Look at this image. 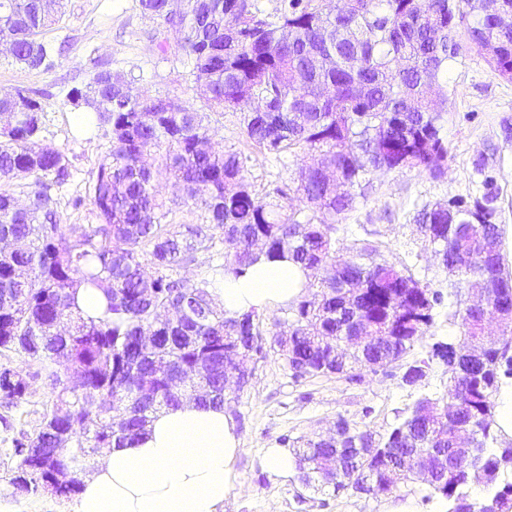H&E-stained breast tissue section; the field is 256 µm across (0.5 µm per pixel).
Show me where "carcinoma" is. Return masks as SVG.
<instances>
[{
  "label": "carcinoma",
  "instance_id": "1",
  "mask_svg": "<svg viewBox=\"0 0 512 512\" xmlns=\"http://www.w3.org/2000/svg\"><path fill=\"white\" fill-rule=\"evenodd\" d=\"M329 0H280L276 16L258 0H139L141 12L178 38L192 88L210 111L240 113L246 139L281 155L305 149L316 164L299 172L296 186L277 182L263 193L245 175L246 158L212 145L206 114L177 98L152 97L109 62L93 61L90 83L98 96L84 101L112 145L89 187L100 223L65 233L55 187L71 176L65 152L30 141L42 128L44 104L28 90L0 97V183L27 189L28 204L0 188V241L24 247L0 253V356L26 355L34 371L0 376V407L27 403L31 382L50 392L33 432L12 439L16 461L11 494H35L53 484L69 498L98 449L142 433L152 414L177 407L184 386L205 375L201 404H224V378L243 359L265 356L258 315L226 316L210 288L224 274L240 276L260 253L288 258L310 271L319 291L291 306L288 339L278 345L295 378L339 375L362 380L361 369L386 373L407 358L434 321L444 294L420 283L406 266L381 258L378 247L356 243L355 258L333 263L336 219L352 209L357 191L378 171L422 169L444 174L448 141V68L468 47L512 81V0L508 15L490 20L482 0H353L341 15ZM64 15L63 0H0V30L14 44L13 59L30 69L55 67L61 48L45 31ZM129 86L128 93L120 88ZM155 156L154 165L146 157ZM172 180L181 204L204 211L201 224H172L173 209L155 183ZM294 192L301 207L280 200ZM494 197L471 205L451 202L421 209L425 241L442 253L448 273L486 300L512 309V278L505 275ZM222 231L224 260L201 283L172 271L210 252V230ZM154 275L145 273V266ZM102 293L98 317L77 306L80 288ZM464 336L425 346L403 381L414 385L432 364L448 368V413L424 395L386 434L375 437L341 418L327 439L281 442L294 456L297 479L335 495L383 494L425 469L426 498L446 512H512V446L494 431L502 383L512 380V322L504 338L480 356L483 317L466 308ZM376 327L372 342L351 338L350 318ZM69 322L66 333L55 324ZM156 337L149 349L143 338ZM81 376L80 387L67 371ZM472 436L473 450L454 452L456 432Z\"/></svg>",
  "mask_w": 512,
  "mask_h": 512
}]
</instances>
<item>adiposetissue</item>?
<instances>
[{
  "instance_id": "1",
  "label": "adipose tissue",
  "mask_w": 512,
  "mask_h": 512,
  "mask_svg": "<svg viewBox=\"0 0 512 512\" xmlns=\"http://www.w3.org/2000/svg\"><path fill=\"white\" fill-rule=\"evenodd\" d=\"M309 281L299 264L262 256L244 275H226L212 294L231 316L287 306ZM240 451L226 408L186 401L160 409L137 440L99 450L74 512H224Z\"/></svg>"
}]
</instances>
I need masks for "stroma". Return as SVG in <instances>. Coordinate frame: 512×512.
Segmentation results:
<instances>
[{
    "instance_id": "obj_1",
    "label": "stroma",
    "mask_w": 512,
    "mask_h": 512,
    "mask_svg": "<svg viewBox=\"0 0 512 512\" xmlns=\"http://www.w3.org/2000/svg\"><path fill=\"white\" fill-rule=\"evenodd\" d=\"M164 36L156 20L141 13L138 0H65V14L48 34L63 46L54 69H30L0 53V94L19 88L42 93L45 112L37 142L62 149L72 165V180L57 193L64 227L97 223V211L86 196L91 176L111 145L110 131L89 122L85 109L66 97L71 87L88 83L92 56L111 60L113 70L133 79L136 88L151 96L176 97L203 109L181 55L158 51L156 43ZM448 91L443 133L449 154L444 175L436 178L418 169L372 174L366 196L357 198L335 231L338 259L353 258L354 242L368 239L386 260L408 266L421 283L449 292V305L437 307L426 333L430 339L459 335L458 325L448 319V308H465L474 294L465 287L449 289L447 269L417 228L419 210L438 202L470 203L492 195L504 262L512 273V82L499 77L482 54L469 50L449 68ZM206 123L213 144L246 157V175L257 191H265L271 182L293 179L311 162L300 149L280 158L265 154L243 136L236 113L212 112ZM77 196L85 202L76 209L71 200ZM259 318L266 356L253 365L247 386L228 385L224 398L242 448L224 512H388L398 502L410 503L414 512H442L440 500L427 499V489L420 482L399 486L386 495L351 491L321 495L296 478L270 476L261 457L264 449L278 447L284 436L332 435L341 418L382 436L400 421L419 393L446 391L447 368L432 365L427 378L413 387L403 382L405 368L398 364L385 374L363 372L358 383L336 375L297 379L276 342L285 328L286 309L266 310ZM49 398L41 383L32 384L27 403L9 412V426L0 425V498L10 500L16 512H72L74 506L73 499L51 494L14 497L7 483V472L14 465L11 440L17 431H34Z\"/></svg>"
}]
</instances>
